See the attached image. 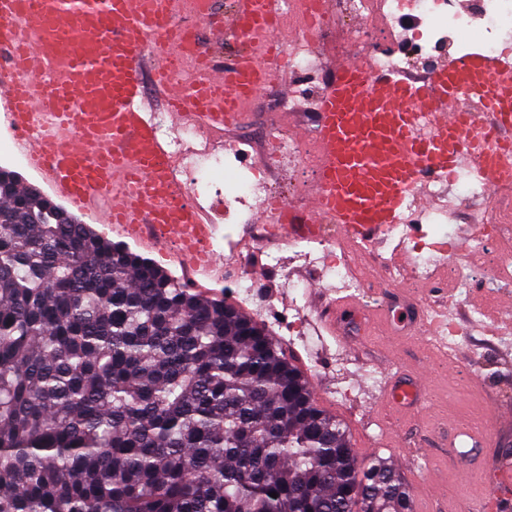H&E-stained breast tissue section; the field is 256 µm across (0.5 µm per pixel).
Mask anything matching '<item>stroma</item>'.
Instances as JSON below:
<instances>
[{
    "label": "stroma",
    "instance_id": "stroma-1",
    "mask_svg": "<svg viewBox=\"0 0 512 512\" xmlns=\"http://www.w3.org/2000/svg\"><path fill=\"white\" fill-rule=\"evenodd\" d=\"M280 93L259 95L247 108L245 123L225 137V149L237 141L249 142V162L262 164V145L279 126L274 101ZM250 224H221L218 235L233 244L225 252L228 269L251 278L257 298L240 301L229 288L206 283L205 293L237 305L259 319L270 336L306 377L318 405L346 423L358 457L380 455L395 467L411 487L414 512H481V503L495 484L502 463L512 464V330H492L472 320L478 303L473 297L449 301L444 288H420L406 282L394 294L375 291L362 309L339 312L343 335L332 334L320 321L317 303L332 304L344 296L330 289L329 278L293 259L289 245H268L253 234ZM280 265H273L271 255ZM289 280H282L281 268ZM302 298L304 307L296 327H288L282 313L291 301ZM432 308L448 306V321L461 339L448 355L429 351L424 336L400 329L387 301ZM347 364L336 371L337 360ZM412 375L424 372L427 384L421 410L400 411L375 397L386 372ZM458 429L476 431L483 446L467 458L450 446Z\"/></svg>",
    "mask_w": 512,
    "mask_h": 512
}]
</instances>
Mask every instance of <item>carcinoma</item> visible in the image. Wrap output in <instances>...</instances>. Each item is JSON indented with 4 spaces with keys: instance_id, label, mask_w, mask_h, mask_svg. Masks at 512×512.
<instances>
[{
    "instance_id": "1",
    "label": "carcinoma",
    "mask_w": 512,
    "mask_h": 512,
    "mask_svg": "<svg viewBox=\"0 0 512 512\" xmlns=\"http://www.w3.org/2000/svg\"><path fill=\"white\" fill-rule=\"evenodd\" d=\"M0 512H412V499L381 456L358 459L262 324L6 178Z\"/></svg>"
}]
</instances>
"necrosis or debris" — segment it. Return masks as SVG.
Here are the masks:
<instances>
[{
    "mask_svg": "<svg viewBox=\"0 0 512 512\" xmlns=\"http://www.w3.org/2000/svg\"><path fill=\"white\" fill-rule=\"evenodd\" d=\"M278 22L298 18L301 36L279 50L281 69L288 73L293 93L301 98L321 95L318 57L320 43L331 52L356 48L359 56L377 70H400L424 79L435 71L453 65L474 49L512 60V0H336V10L326 13L311 9L309 0H272ZM355 26H348V19ZM173 153L179 163L173 173L185 201L202 208H214L216 223L232 218L246 224L254 208L279 204L284 209L301 207L316 186L315 180L297 181L290 195L276 193L270 180L274 168L290 172L317 169L313 137H294L287 127L268 136L264 146L267 161L246 167L243 161L228 162L216 149L205 147L202 133L188 126L171 134ZM466 190L474 200H482L481 183L471 181L468 170H461L448 183L434 190V206L410 210L397 235H405L410 224H444L454 215L453 195ZM497 213L494 224L469 248V263L461 267L441 260L435 247L416 246L417 260L401 270L390 268L394 282L419 285L442 278L449 296H466L480 287L487 305L475 312V319L487 316L488 304L512 291V184L504 186L491 201ZM296 256L319 267L337 291L358 297L372 288L371 267L362 261L358 249H345L331 233H315L297 242ZM494 259V272L474 282L473 273Z\"/></svg>",
    "mask_w": 512,
    "mask_h": 512,
    "instance_id": "4bbe7bcc",
    "label": "necrosis or debris"
}]
</instances>
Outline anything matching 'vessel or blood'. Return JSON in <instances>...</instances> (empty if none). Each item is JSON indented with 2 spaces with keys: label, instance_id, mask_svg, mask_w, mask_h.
<instances>
[{
  "label": "vessel or blood",
  "instance_id": "1",
  "mask_svg": "<svg viewBox=\"0 0 512 512\" xmlns=\"http://www.w3.org/2000/svg\"><path fill=\"white\" fill-rule=\"evenodd\" d=\"M191 0H0V111L15 145L58 198L148 249L173 243L193 274L219 280L222 259L208 249L209 217L180 201L170 176L178 163L150 123L144 90L153 80L176 125L193 123L216 139L232 131L241 103L270 85L272 49L284 29L268 0H236L230 18L194 12L216 36L242 44L218 67L209 51L190 88L167 64L187 47L177 23ZM479 109L463 111V95ZM317 187L302 208L269 218L272 239L293 243L323 220L372 250L386 240L408 200L424 203L428 178L471 167L487 194L512 183V65L475 52L430 83L337 64L316 112ZM423 376L391 378L379 402L418 409Z\"/></svg>",
  "mask_w": 512,
  "mask_h": 512
}]
</instances>
